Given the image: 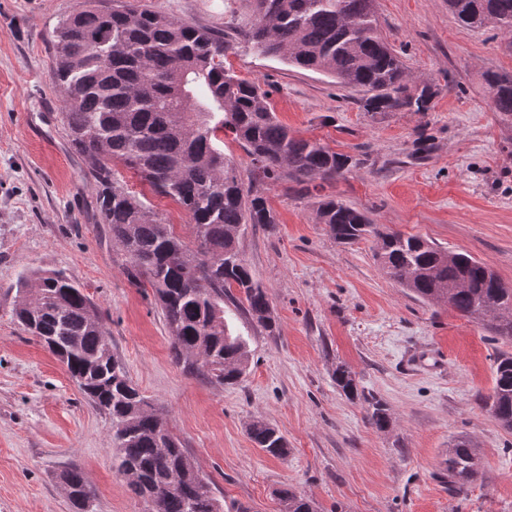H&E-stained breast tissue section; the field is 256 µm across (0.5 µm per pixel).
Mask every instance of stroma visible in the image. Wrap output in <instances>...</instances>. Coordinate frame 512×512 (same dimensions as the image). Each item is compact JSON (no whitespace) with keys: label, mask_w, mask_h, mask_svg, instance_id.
Masks as SVG:
<instances>
[{"label":"stroma","mask_w":512,"mask_h":512,"mask_svg":"<svg viewBox=\"0 0 512 512\" xmlns=\"http://www.w3.org/2000/svg\"><path fill=\"white\" fill-rule=\"evenodd\" d=\"M139 2L223 30L234 46L227 67L271 84L276 115L295 137L358 159L323 195L469 253L512 287V120L495 112L485 82L490 72L512 74V33L460 26L448 0H375L381 36L438 94L430 111L374 117L334 78L253 54L250 0ZM80 3L0 0V512H75L58 479L71 466L94 491V512L146 508L112 464L108 416L12 318L15 286L34 270H61L81 285L131 380L221 502L280 512L276 492L290 486L322 512H512V432L483 402L512 342L390 280L373 239L337 244L301 185L271 186L277 224L239 240L277 326L271 335L232 311L248 343L241 382L214 386L173 362L154 292L125 276L97 222L89 165L60 121L53 31ZM341 365L355 373L357 396L337 386ZM371 397L388 408L389 429L369 424ZM257 419L285 436L286 456L251 442ZM460 438L476 446L481 470L456 493L444 460Z\"/></svg>","instance_id":"stroma-1"}]
</instances>
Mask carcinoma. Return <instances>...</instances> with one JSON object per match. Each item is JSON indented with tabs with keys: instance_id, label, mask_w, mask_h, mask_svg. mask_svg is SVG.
I'll list each match as a JSON object with an SVG mask.
<instances>
[{
	"instance_id": "carcinoma-1",
	"label": "carcinoma",
	"mask_w": 512,
	"mask_h": 512,
	"mask_svg": "<svg viewBox=\"0 0 512 512\" xmlns=\"http://www.w3.org/2000/svg\"><path fill=\"white\" fill-rule=\"evenodd\" d=\"M469 28L494 21L512 31V0H448ZM255 23L247 43L263 56L322 72L362 93L363 111L427 112L438 90L416 83L381 37L373 0H252ZM51 78L63 94L69 142L89 164L97 187L99 223L125 258L128 280L153 289L170 337L175 364L217 385H235L247 367V341L229 329L224 299L274 332L270 303L239 250L250 224H276L269 186L290 180L309 185L344 176L360 163L317 141L297 138L276 116L268 83L237 77L224 65V32L194 25L135 0H83L60 20L53 35ZM496 111L512 118V75L486 76ZM233 134L250 158L249 181L224 154ZM137 174L157 195L181 206L189 234L181 235L117 178L115 166ZM316 220L339 244L377 238L375 258L394 282L433 305H446L512 341V288L484 263L420 237L384 231L362 211L325 196ZM240 296H235L233 291ZM12 316L66 368L89 402L108 415L118 471L135 477L128 487L164 489L155 512H223L211 481L184 468L180 438L168 419L132 382L112 353V337L83 288L60 271H34L17 288ZM336 384L357 394L355 376L336 370ZM487 404L512 430V355L496 358ZM371 424L390 427L379 401ZM254 445L274 457L288 442L273 426L254 421ZM181 486L169 489L174 472ZM448 485L462 489L480 474L473 443L448 449ZM76 512H92V489L70 467L59 476ZM282 512H318L291 489L278 492Z\"/></svg>"
}]
</instances>
